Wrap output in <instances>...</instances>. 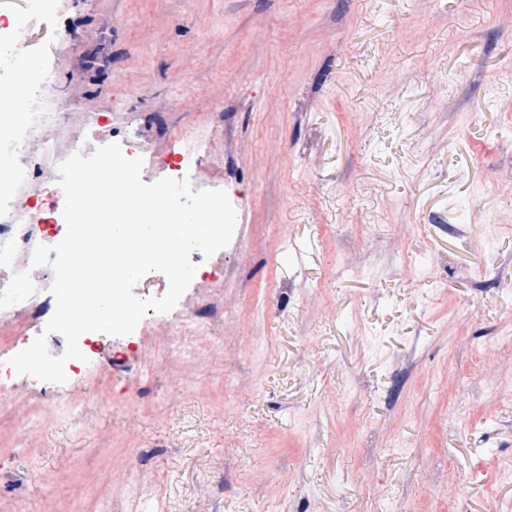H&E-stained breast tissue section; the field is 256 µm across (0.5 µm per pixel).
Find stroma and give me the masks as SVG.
<instances>
[{
  "instance_id": "stroma-1",
  "label": "stroma",
  "mask_w": 512,
  "mask_h": 512,
  "mask_svg": "<svg viewBox=\"0 0 512 512\" xmlns=\"http://www.w3.org/2000/svg\"><path fill=\"white\" fill-rule=\"evenodd\" d=\"M0 0L48 78V136L174 150L205 125L189 178L225 190L237 244L183 301L213 293L195 361L162 325L111 338L27 447L0 415V512H100L148 474L178 512H488L512 505V0ZM484 121L470 123L469 113ZM492 198L502 226L443 234ZM490 265L502 286H479ZM417 365L399 398L395 371ZM54 469V486L37 475Z\"/></svg>"
}]
</instances>
